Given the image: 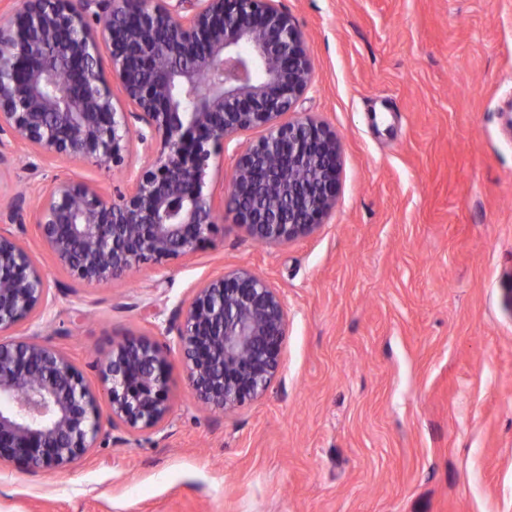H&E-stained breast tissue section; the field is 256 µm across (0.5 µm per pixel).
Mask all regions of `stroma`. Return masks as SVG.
I'll use <instances>...</instances> for the list:
<instances>
[{
	"instance_id": "35a3bbf8",
	"label": "stroma",
	"mask_w": 512,
	"mask_h": 512,
	"mask_svg": "<svg viewBox=\"0 0 512 512\" xmlns=\"http://www.w3.org/2000/svg\"><path fill=\"white\" fill-rule=\"evenodd\" d=\"M280 4L313 61L296 111L342 143L316 233L260 245L228 213L192 259L86 285L30 224L55 302L21 328L94 384L114 340L162 337L198 282L246 265L284 297L278 373L227 412L197 400L170 354L164 427H103L56 470L0 464V512H512V0ZM258 137L212 156L205 194L222 198L237 147ZM57 177L121 182L20 160L0 166V194L33 198Z\"/></svg>"
}]
</instances>
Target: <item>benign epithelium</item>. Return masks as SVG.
<instances>
[{
  "mask_svg": "<svg viewBox=\"0 0 512 512\" xmlns=\"http://www.w3.org/2000/svg\"><path fill=\"white\" fill-rule=\"evenodd\" d=\"M312 79L302 33L278 0H22L0 17V164L10 144L118 172L135 146L149 160L111 194L56 178L32 201L0 197V463L60 468L96 447L105 423L161 428L173 349L204 404L232 411L267 390L288 318L279 289L251 268L200 281L168 320L172 344L112 341L95 388L62 350L13 336L53 299L47 271L7 226L35 225L56 266L86 284L189 259L223 219L203 192L209 160L261 129L237 154L226 206L256 242L311 235L336 204L341 172L326 123L288 120Z\"/></svg>",
  "mask_w": 512,
  "mask_h": 512,
  "instance_id": "1",
  "label": "benign epithelium"
}]
</instances>
